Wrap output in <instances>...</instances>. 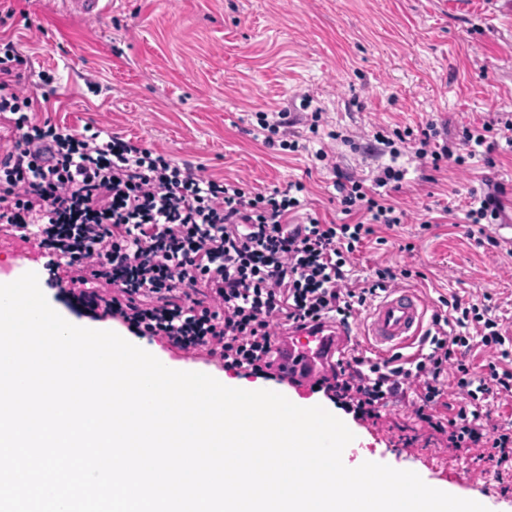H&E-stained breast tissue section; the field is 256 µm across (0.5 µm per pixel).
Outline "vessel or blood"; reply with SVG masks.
<instances>
[{
	"label": "vessel or blood",
	"mask_w": 512,
	"mask_h": 512,
	"mask_svg": "<svg viewBox=\"0 0 512 512\" xmlns=\"http://www.w3.org/2000/svg\"><path fill=\"white\" fill-rule=\"evenodd\" d=\"M64 9L98 17L111 10L112 0H65ZM427 313L412 290L391 289L372 309L366 327L371 347L388 352L404 348L419 335ZM347 346L346 333L333 322H322L278 337L275 368L299 383H312L328 373Z\"/></svg>",
	"instance_id": "b4317fda"
}]
</instances>
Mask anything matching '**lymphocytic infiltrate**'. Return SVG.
Instances as JSON below:
<instances>
[{
    "instance_id": "f902f5d3",
    "label": "lymphocytic infiltrate",
    "mask_w": 512,
    "mask_h": 512,
    "mask_svg": "<svg viewBox=\"0 0 512 512\" xmlns=\"http://www.w3.org/2000/svg\"><path fill=\"white\" fill-rule=\"evenodd\" d=\"M26 63L12 35H0V223L34 243L52 269H66L67 290L99 320L120 322L172 349L206 354L225 369L274 376L276 336L320 320L348 324L409 269H376L352 278L348 254L393 228L405 213L383 194L404 173L383 167L375 188L338 177L334 187L347 221L292 218L303 207L294 192L263 194L196 173L118 134H91L39 119L37 87L22 82ZM435 122L413 139L420 166L464 165L499 141L512 147V120L465 131L459 144L439 143ZM451 324L434 315L420 349L379 360L360 353L338 359L316 389L358 420L380 419L411 398L430 442L512 475V425L491 423L489 406L512 397V343L488 305L447 302ZM496 350L484 375L471 372L474 348ZM456 386L459 399L448 396Z\"/></svg>"
}]
</instances>
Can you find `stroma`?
<instances>
[{
  "mask_svg": "<svg viewBox=\"0 0 512 512\" xmlns=\"http://www.w3.org/2000/svg\"><path fill=\"white\" fill-rule=\"evenodd\" d=\"M0 5L14 10L1 26L27 60L26 77L55 76L49 117L75 130L110 128L252 191L302 182L307 211L335 223L336 174L370 183L386 165L405 169L391 195L404 222L364 240L355 273L419 268L422 278L408 286L429 313L453 293L465 303L487 296L512 330V148L436 171L405 154L391 158L372 138L380 127L417 132L432 120L455 141L511 119L512 0H112L111 13L93 20L59 0ZM282 107L297 119L295 152L267 144L260 127L261 113ZM319 150L328 162L316 159ZM488 179L501 187L503 209L489 227L495 244L481 245L463 217ZM311 399L354 433L347 465L369 457L489 512H512V492L470 454L399 441L400 427L417 424L409 403L372 424L323 393Z\"/></svg>",
  "mask_w": 512,
  "mask_h": 512,
  "instance_id": "1",
  "label": "stroma"
}]
</instances>
